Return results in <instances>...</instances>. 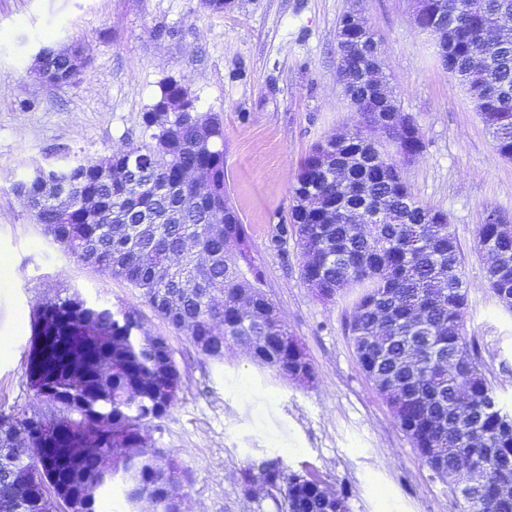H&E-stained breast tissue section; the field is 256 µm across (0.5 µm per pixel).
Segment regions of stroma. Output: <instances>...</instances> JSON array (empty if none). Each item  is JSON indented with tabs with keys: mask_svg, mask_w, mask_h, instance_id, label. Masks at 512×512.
<instances>
[{
	"mask_svg": "<svg viewBox=\"0 0 512 512\" xmlns=\"http://www.w3.org/2000/svg\"><path fill=\"white\" fill-rule=\"evenodd\" d=\"M358 10L379 42L383 72L423 151L401 163L422 204L445 213L463 255L466 340L500 403L512 411V312L491 293L477 230L489 213L512 224V161L502 159L468 94L440 64L435 41L413 24L407 0H0V414L45 411L27 385L33 309L55 293L134 314L163 337L182 379L176 407L153 437L172 448L191 484L184 512H273L243 490L245 461L280 455L289 470L315 468L344 491L349 512H458L359 369L350 340L354 292L321 301L302 279L295 242L269 245L289 221V187L302 160L360 117L337 82V29ZM83 47L72 88L36 80L38 51ZM188 87L199 111L224 118L227 189L250 235L262 289L316 374L304 386L250 363L201 355L185 333L154 316L137 289L51 245L32 224L16 181L145 143L142 115L160 82Z\"/></svg>",
	"mask_w": 512,
	"mask_h": 512,
	"instance_id": "1",
	"label": "stroma"
}]
</instances>
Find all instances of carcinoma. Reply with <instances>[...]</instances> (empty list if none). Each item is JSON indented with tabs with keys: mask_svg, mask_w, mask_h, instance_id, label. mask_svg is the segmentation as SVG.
<instances>
[{
	"mask_svg": "<svg viewBox=\"0 0 512 512\" xmlns=\"http://www.w3.org/2000/svg\"><path fill=\"white\" fill-rule=\"evenodd\" d=\"M426 26L439 42L442 65L470 94L495 151L512 160V0H419ZM338 82L360 115L359 126L319 143L302 161L290 187V223L278 224L270 247L293 239L300 247L304 281L316 280L323 299L358 289L350 322L360 370L388 403L401 431L435 477L461 496L460 469L482 481L480 496L459 512H512V418L504 416L463 336L467 301L462 257L447 216L421 204L401 180L396 159H382L365 134L372 114L400 109L396 96H382L364 79L370 28L361 19L354 34L338 27ZM35 76L59 89L76 84L81 70L73 55L40 49ZM150 143L110 156L36 169L17 182L33 223L63 251L136 288L144 302L174 330L196 326L192 342L205 357L221 362L237 347L258 366L280 369L289 353L280 337L291 335L282 317L270 315L261 289L247 225L227 189L210 192L186 179L205 170L224 183V123L197 110L188 88L176 80L160 84L143 116ZM394 133L396 154L407 141ZM368 212L380 223L364 224ZM224 225L235 242L208 236ZM477 244H489L501 259L486 268V283L512 312V224L487 219ZM65 322L103 336L87 357L62 346L54 358L83 372L84 381H53L27 372L38 399L57 402L56 413H39L12 424L0 417V448L11 449L12 466L0 467V497L16 498L17 512H96V492L121 476L127 504L149 502L153 512L188 497L180 464L158 448L152 431L178 400L181 376L165 341L142 330L119 311L89 305L77 294L57 295L37 306L30 354L38 348L42 323ZM56 423L82 440L97 434V450L56 453L36 460V442ZM261 466L271 480L290 483L289 507L276 512H329L319 475L288 470L279 455L249 459L242 485Z\"/></svg>",
	"mask_w": 512,
	"mask_h": 512,
	"instance_id": "obj_1",
	"label": "carcinoma"
}]
</instances>
